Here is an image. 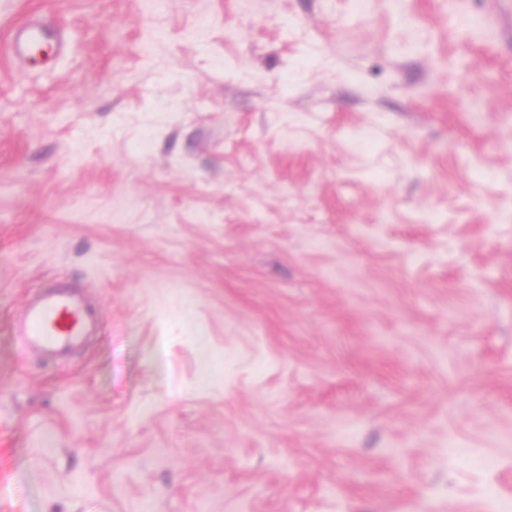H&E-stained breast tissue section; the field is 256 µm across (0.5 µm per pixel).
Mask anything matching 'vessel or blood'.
<instances>
[{
  "label": "vessel or blood",
  "instance_id": "1",
  "mask_svg": "<svg viewBox=\"0 0 512 512\" xmlns=\"http://www.w3.org/2000/svg\"><path fill=\"white\" fill-rule=\"evenodd\" d=\"M50 31L25 23L15 28L11 50L21 59L32 58ZM94 325L84 303L63 290L45 291L29 300L19 322L25 343L54 359L80 347Z\"/></svg>",
  "mask_w": 512,
  "mask_h": 512
}]
</instances>
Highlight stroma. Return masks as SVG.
I'll return each instance as SVG.
<instances>
[{"label":"stroma","mask_w":512,"mask_h":512,"mask_svg":"<svg viewBox=\"0 0 512 512\" xmlns=\"http://www.w3.org/2000/svg\"><path fill=\"white\" fill-rule=\"evenodd\" d=\"M28 21L64 35L49 69L8 52ZM49 286L99 317L53 362L18 333ZM490 487L512 500V0H0V512Z\"/></svg>","instance_id":"stroma-1"}]
</instances>
